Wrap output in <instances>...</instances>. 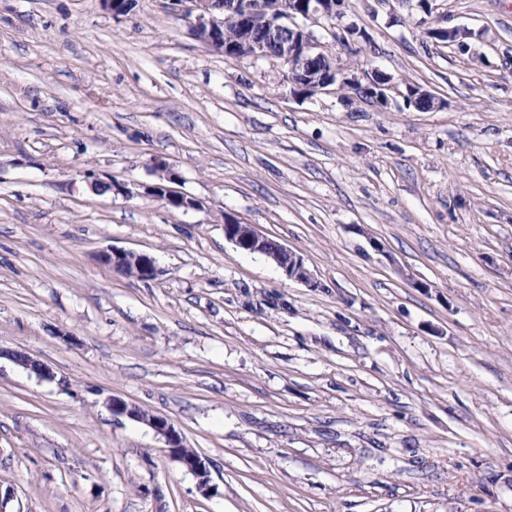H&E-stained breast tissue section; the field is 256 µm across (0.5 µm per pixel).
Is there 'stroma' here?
I'll list each match as a JSON object with an SVG mask.
<instances>
[{
  "instance_id": "obj_1",
  "label": "stroma",
  "mask_w": 512,
  "mask_h": 512,
  "mask_svg": "<svg viewBox=\"0 0 512 512\" xmlns=\"http://www.w3.org/2000/svg\"><path fill=\"white\" fill-rule=\"evenodd\" d=\"M435 4L471 53L411 0H346L367 39L332 51L393 76L379 108L209 52L172 0H0V348L57 375L0 359V512H512V0ZM157 158L197 208L89 186ZM112 394L174 424L209 494ZM224 237L240 250L259 253L274 262L291 280L310 288L318 283L306 268L303 258L287 246L261 234L254 225L245 224L233 215L224 216ZM286 258V260H284ZM98 260L113 271L120 270L126 275L139 280L150 281L156 279L161 271L155 258L146 252H135L119 248H109L98 255ZM1 356H6L10 358L17 365L23 367L24 369L36 374L41 378H45L48 380H55V374L52 370H50L47 366L40 363L39 361L33 359L28 354L22 351H3L0 349V358Z\"/></svg>"
}]
</instances>
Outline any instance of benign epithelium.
Returning a JSON list of instances; mask_svg holds the SVG:
<instances>
[{
  "mask_svg": "<svg viewBox=\"0 0 512 512\" xmlns=\"http://www.w3.org/2000/svg\"><path fill=\"white\" fill-rule=\"evenodd\" d=\"M187 10L188 24L203 45L211 52L222 51L221 30L224 20L220 18L223 9L230 8L237 13L240 25V50L245 57L266 56L279 60L287 66V78L295 86L302 81L309 92L334 90L338 93L352 86L372 85L373 78L379 79V95L375 104L388 103L391 93L396 91L392 78L378 70L363 71L360 74L349 72L340 59L328 51L324 42L308 29L307 23L319 24L327 35L338 44L351 46L365 37L355 25L341 27L336 24L343 14L345 0H290L288 7L281 9L277 18L266 11L264 0H190ZM265 33L263 40L255 38V32ZM156 181L136 184L132 187L120 181H112L113 192L128 198L148 196L160 200L176 210L194 209L198 201L173 190L179 175L174 167L162 159L153 162ZM224 237L237 248L259 253L274 262L284 275L310 288L318 286L303 258L287 246L261 234L254 225L245 224L230 214L224 215ZM103 265L114 271L120 270L139 280L150 281L160 275L155 258L146 252H135L119 248H109L98 255ZM17 365L48 380L55 374L47 366L22 351H3ZM106 405L117 418L140 423L150 428L168 449L170 456L197 478L198 490L206 494L210 491L209 463L198 454L185 450L183 438L169 420L150 413L135 403L120 396H110Z\"/></svg>",
  "mask_w": 512,
  "mask_h": 512,
  "instance_id": "1",
  "label": "benign epithelium"
}]
</instances>
